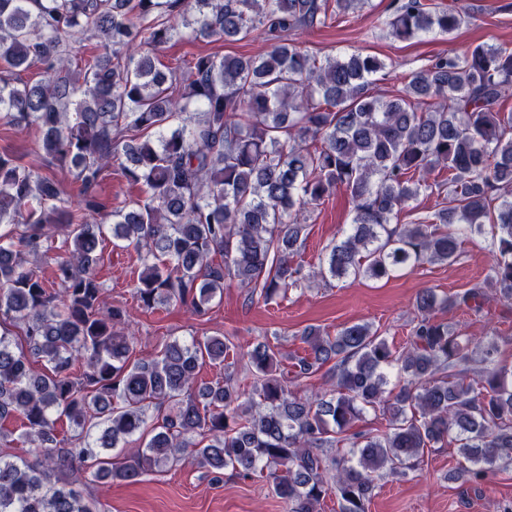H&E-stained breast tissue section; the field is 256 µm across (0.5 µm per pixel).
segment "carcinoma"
<instances>
[{
  "label": "carcinoma",
  "instance_id": "1",
  "mask_svg": "<svg viewBox=\"0 0 512 512\" xmlns=\"http://www.w3.org/2000/svg\"><path fill=\"white\" fill-rule=\"evenodd\" d=\"M367 0H0V122L33 128L32 152L55 177L0 152V426L22 419L35 459L0 448V512H96L76 487L90 472L108 487L194 457L210 481L263 475L287 512H367L379 472L405 475L431 448L457 444L454 477L479 485L512 460V367L498 342L439 322V309L512 307V50L477 45L435 56L399 94L371 91L386 69L352 52L322 59L288 34L361 10ZM464 5L396 0L389 35H451L472 24ZM239 42L261 56L200 55L187 72L158 69L154 52L177 34ZM100 39L84 61L73 44ZM41 66L39 79L20 73ZM140 186L132 205L104 211L94 193L112 163ZM448 172L441 178L439 173ZM352 204L345 233L304 273L294 257L311 211L337 190ZM425 193L437 210L415 224L400 211ZM491 228L490 273L466 291L421 290L401 351L366 323L331 336L308 327L294 376L265 342L247 352L245 390L230 374L199 383L203 363L237 352L225 335L166 341L133 358L126 312L103 306L98 267L105 231L137 250L135 296L147 310L197 313L226 281L271 301L311 280H380L453 263L463 238ZM65 255L48 258L54 237ZM224 262H214V257ZM51 261L52 280L38 264ZM331 389L295 384L326 364ZM167 408L158 419L149 408ZM382 434L354 432L366 413ZM66 420L70 437L59 440ZM140 450L110 455L128 439Z\"/></svg>",
  "mask_w": 512,
  "mask_h": 512
}]
</instances>
